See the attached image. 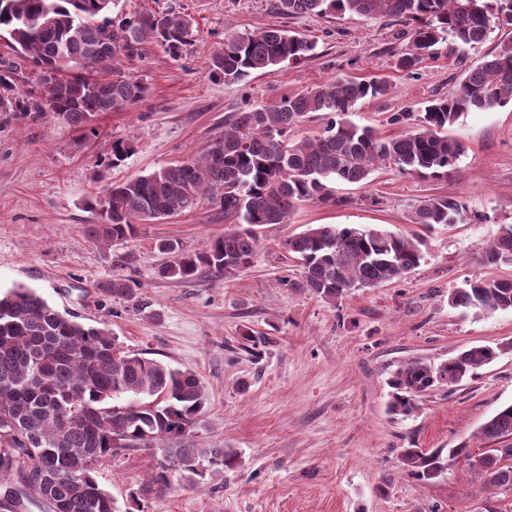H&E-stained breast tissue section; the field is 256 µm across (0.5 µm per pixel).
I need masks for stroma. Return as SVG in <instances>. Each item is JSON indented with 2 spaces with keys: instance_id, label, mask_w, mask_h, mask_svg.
<instances>
[{
  "instance_id": "obj_1",
  "label": "stroma",
  "mask_w": 512,
  "mask_h": 512,
  "mask_svg": "<svg viewBox=\"0 0 512 512\" xmlns=\"http://www.w3.org/2000/svg\"><path fill=\"white\" fill-rule=\"evenodd\" d=\"M189 14L197 31L180 58L158 44L125 61L147 96L105 112L87 133L51 114L18 120L0 112V292L23 284L90 326L107 327L125 349L195 371L208 409L193 434L199 445L237 454L235 468L205 466L191 484L172 478L161 493L144 492L162 445L134 448L97 470L118 512H512V495L493 496L471 481L463 463L439 478L408 477L399 460L408 442L433 450L479 452L481 425L512 403V311L481 314L454 308L448 294L474 278H512V265L481 257L500 225L512 224V104L468 112L447 134L464 153L443 180L376 167L367 186L335 185L336 203H302L287 223L262 226L252 266L227 279L202 273L162 278L170 255L161 239L205 249L229 229L209 199L191 210L140 224L106 248L85 234L96 223L89 196L108 185L202 155L235 113L268 107L282 96L338 78L375 79L387 95L358 102L351 119L384 137L415 127L428 100L448 94L460 74L491 51L440 49L415 73L397 59L414 25L357 15H280L276 0H116L113 19L136 12ZM279 27L317 44L313 58L238 82L211 75L225 35ZM134 148L108 164L114 140ZM462 200L473 223L432 230L411 216L431 196ZM311 224L381 227L421 236L420 266L406 279L357 288L336 305L296 289L297 260L282 242ZM125 264H118V257ZM135 282L133 297L108 291L113 278ZM268 336L260 356L242 350L243 328ZM474 345L503 346L477 376L424 395L408 417L392 414L388 380L410 360L439 364ZM389 492H381L384 479Z\"/></svg>"
}]
</instances>
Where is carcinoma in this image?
I'll return each instance as SVG.
<instances>
[{
  "instance_id": "1",
  "label": "carcinoma",
  "mask_w": 512,
  "mask_h": 512,
  "mask_svg": "<svg viewBox=\"0 0 512 512\" xmlns=\"http://www.w3.org/2000/svg\"><path fill=\"white\" fill-rule=\"evenodd\" d=\"M114 0H0V39L30 66L32 86L22 90L17 69L0 68V112L17 119L52 113L86 128L103 112H120L147 94L127 75L123 60L157 43L174 57L192 41L193 19L182 12L142 13L119 21L108 13ZM283 15L394 17L417 23L411 46L397 61L411 72L435 47L482 45L500 16L512 17V0H277ZM316 44L281 28L224 38L214 53L211 75L226 82L300 64ZM59 70L63 81L43 74ZM376 80L339 78L282 97L273 106L237 112L199 158L163 166L110 186L86 205L101 221L89 226L92 241L113 245L132 236L135 224L189 210L203 196L224 210L236 227L213 238L200 252L176 240L156 244L173 260L164 278L189 280L202 271L228 278L248 269L261 250L257 228L284 224L296 205L336 201L333 184L365 185L375 166L391 162L407 174L441 180L456 170L464 145L443 130L467 112L512 103V39L500 41L471 66L448 95L429 101L414 130L383 137L348 119L356 103L387 94ZM327 119L312 137L294 138L313 113ZM472 219L467 206L448 196L418 205L411 223L427 228ZM424 240L387 230L313 224L283 243L303 269L296 287L336 303L354 288L400 281L423 260ZM490 265L512 264V224H503L485 249ZM454 307L495 313L512 310V280L475 278L448 295ZM242 349L253 354L268 338L247 327ZM501 349L473 346L435 366L408 361L389 381V410L404 417L418 399L440 384L455 385L491 363ZM206 388L188 369L125 350L106 328L90 327L52 307L35 290L18 286L0 294V482L16 471L51 512H115L110 493L97 480L99 464L130 448L160 441L166 459L151 472L145 489L162 491L177 474L190 483L203 477L202 461L234 468L229 448H199L192 430L206 411ZM488 445L478 454L464 447L404 448L402 468L411 478L432 481L461 457L479 483L512 493V404L482 425Z\"/></svg>"
}]
</instances>
